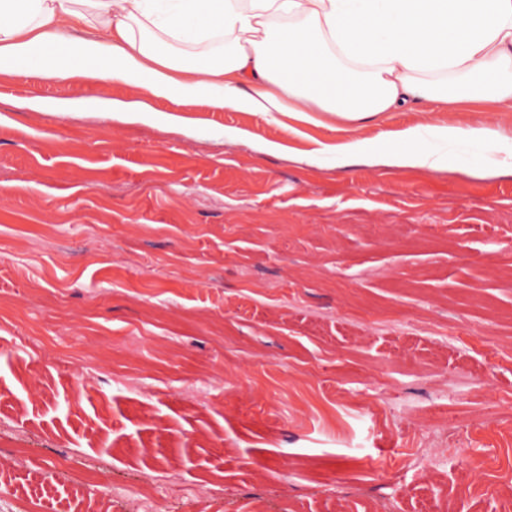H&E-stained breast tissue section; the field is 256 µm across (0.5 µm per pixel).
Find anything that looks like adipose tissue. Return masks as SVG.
<instances>
[{
	"label": "adipose tissue",
	"instance_id": "obj_1",
	"mask_svg": "<svg viewBox=\"0 0 512 512\" xmlns=\"http://www.w3.org/2000/svg\"><path fill=\"white\" fill-rule=\"evenodd\" d=\"M84 29L83 38L72 35ZM221 39L228 60L188 54ZM120 81L134 100H51L47 112L93 110L147 121L153 100L207 93L215 110L329 112L358 120L429 101L512 108V0H0V74ZM402 164L434 166L433 145L499 141L489 126L410 127Z\"/></svg>",
	"mask_w": 512,
	"mask_h": 512
}]
</instances>
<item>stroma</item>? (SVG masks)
Wrapping results in <instances>:
<instances>
[{
	"label": "stroma",
	"instance_id": "stroma-1",
	"mask_svg": "<svg viewBox=\"0 0 512 512\" xmlns=\"http://www.w3.org/2000/svg\"><path fill=\"white\" fill-rule=\"evenodd\" d=\"M0 76V456L110 512H512V110L354 122ZM490 125L436 167L413 126ZM354 140L363 154L326 145ZM400 137L406 143L416 146L401 153L399 155L400 162L404 165L430 167L436 163V160L432 159V141L448 143L450 145L464 138H480L493 142H499L500 139H503L500 133L490 126L467 130L453 126L410 127L402 131Z\"/></svg>",
	"mask_w": 512,
	"mask_h": 512
}]
</instances>
